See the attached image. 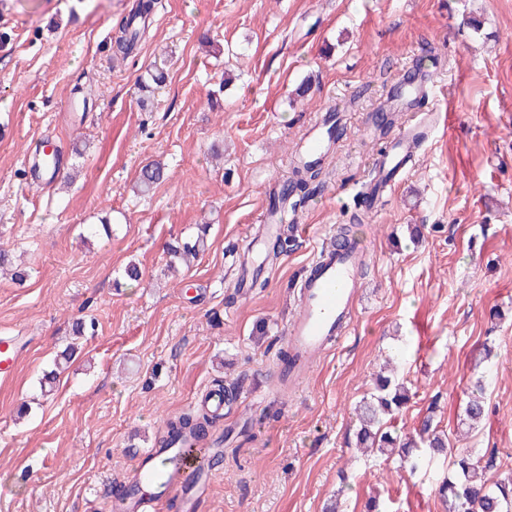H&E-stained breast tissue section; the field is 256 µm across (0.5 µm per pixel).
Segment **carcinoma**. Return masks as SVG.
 <instances>
[{"label": "carcinoma", "mask_w": 512, "mask_h": 512, "mask_svg": "<svg viewBox=\"0 0 512 512\" xmlns=\"http://www.w3.org/2000/svg\"><path fill=\"white\" fill-rule=\"evenodd\" d=\"M158 0H138L135 9L118 24L112 37V58H128L146 33L147 25L143 18L155 11ZM294 179L283 184L280 192L272 199L274 203L285 202L296 190L319 175L317 165L298 162L293 170ZM165 178V167L159 163H147L141 167L137 184L143 194L150 192ZM207 227H201V234L192 241H186L171 249L174 258L187 261L205 247ZM488 369L476 379L477 393L471 395L463 410L462 424L473 426L486 415V406L479 392L483 391L486 380L492 377ZM409 399L403 384L389 377H379L375 393L363 401L359 408L357 431L359 443L366 448H399L402 463L410 469H417L421 454L413 453L415 448H427L433 455L450 453L454 456L455 471L438 487V494L448 512H512V474L491 480L487 478V464L479 448H448V440L443 438L433 426L432 416L422 420L417 438L394 436L383 427L382 417L396 414ZM212 419L201 411L183 413L165 422L166 434L161 447L169 448L178 441L193 438L205 441L209 435Z\"/></svg>", "instance_id": "obj_1"}]
</instances>
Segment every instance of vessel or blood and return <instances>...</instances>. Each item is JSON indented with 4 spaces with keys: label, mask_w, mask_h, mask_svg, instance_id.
Wrapping results in <instances>:
<instances>
[{
    "label": "vessel or blood",
    "mask_w": 512,
    "mask_h": 512,
    "mask_svg": "<svg viewBox=\"0 0 512 512\" xmlns=\"http://www.w3.org/2000/svg\"><path fill=\"white\" fill-rule=\"evenodd\" d=\"M428 122L427 115L413 114L410 125L400 127L393 141L394 152L378 157V175L393 167H405L415 138ZM365 257L363 247L321 249L305 271L300 285L298 313L285 330L284 342L293 359L289 388L319 364L322 354L347 334L358 297V264ZM19 356L11 337L0 336V379L8 378ZM196 466L184 462L164 470L155 463L152 450L138 458L129 477L140 490L128 497L121 512H158L162 503H176L179 512H196L200 496L210 482V473L196 474Z\"/></svg>",
    "instance_id": "vessel-or-blood-1"
}]
</instances>
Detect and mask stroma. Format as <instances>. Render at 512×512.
I'll return each mask as SVG.
<instances>
[{
    "label": "stroma",
    "mask_w": 512,
    "mask_h": 512,
    "mask_svg": "<svg viewBox=\"0 0 512 512\" xmlns=\"http://www.w3.org/2000/svg\"><path fill=\"white\" fill-rule=\"evenodd\" d=\"M137 0H0V336L19 337L0 381V512H116L112 491L165 419L239 383L214 422L224 444L200 512H443L448 460L417 471L356 448L355 409L393 360L409 400L389 426L433 416L451 447L496 449L512 474V0H161L135 53L111 37ZM167 58L161 88L139 80ZM435 126L377 202L362 194L381 145L376 113L419 74ZM309 95L294 96L303 81ZM340 136L286 203V252L254 286L233 270L291 162L325 115ZM57 146L53 181L29 152ZM166 178L149 195L140 168ZM365 242L349 332L295 393L275 366L296 286L323 238L354 215ZM109 217L111 234L99 229ZM209 223L191 266L168 249ZM139 281L124 277L128 263ZM95 321L94 334L72 332ZM77 353L51 390L57 354ZM488 413L458 431L486 366ZM165 167L160 163H147L141 167L137 184L142 194L149 193L165 178Z\"/></svg>",
    "instance_id": "obj_1"
}]
</instances>
